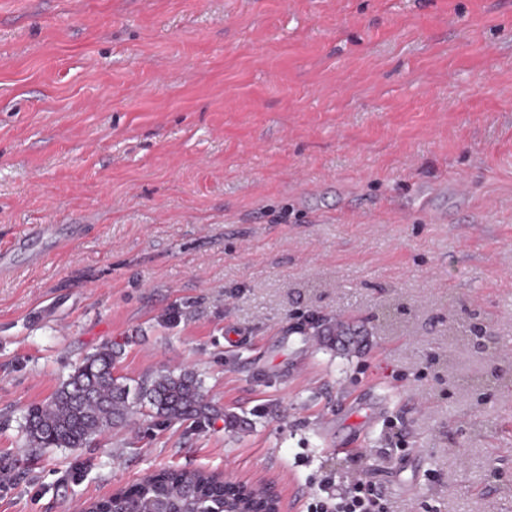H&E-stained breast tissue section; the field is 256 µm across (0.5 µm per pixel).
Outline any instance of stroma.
Segmentation results:
<instances>
[{"label": "stroma", "mask_w": 512, "mask_h": 512, "mask_svg": "<svg viewBox=\"0 0 512 512\" xmlns=\"http://www.w3.org/2000/svg\"><path fill=\"white\" fill-rule=\"evenodd\" d=\"M40 224L82 231L0 276V512L169 467L512 512V0H0V249ZM105 345L214 416L31 452Z\"/></svg>", "instance_id": "1"}]
</instances>
